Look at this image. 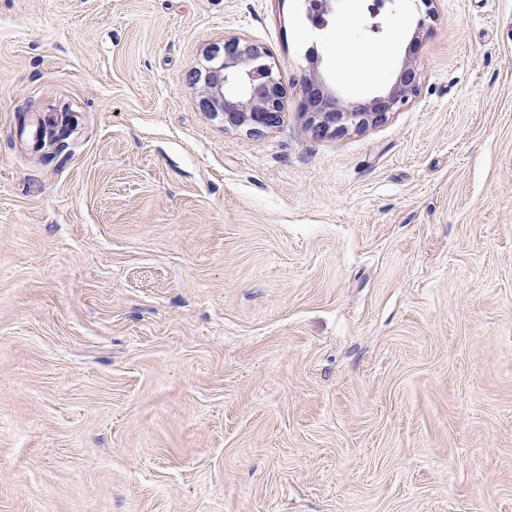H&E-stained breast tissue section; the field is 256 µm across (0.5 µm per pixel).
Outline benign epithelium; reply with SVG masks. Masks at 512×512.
<instances>
[{
    "label": "benign epithelium",
    "instance_id": "1",
    "mask_svg": "<svg viewBox=\"0 0 512 512\" xmlns=\"http://www.w3.org/2000/svg\"><path fill=\"white\" fill-rule=\"evenodd\" d=\"M336 0H304L305 15L312 27L329 24ZM206 64L193 72L202 83L199 104L206 112L224 116V125L248 127L259 133L277 126L282 117L285 90L277 77L270 52L259 44L230 37L211 46ZM418 74L404 60L388 89L367 102L347 100L315 75L302 81L301 89L314 128L322 133H341L349 128L382 124L418 89Z\"/></svg>",
    "mask_w": 512,
    "mask_h": 512
}]
</instances>
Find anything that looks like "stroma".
I'll use <instances>...</instances> for the list:
<instances>
[{"instance_id":"1","label":"stroma","mask_w":512,"mask_h":512,"mask_svg":"<svg viewBox=\"0 0 512 512\" xmlns=\"http://www.w3.org/2000/svg\"><path fill=\"white\" fill-rule=\"evenodd\" d=\"M433 8L0 0V512H512V0ZM232 36L276 127L199 106ZM305 15L312 27L324 29L329 24L330 15L336 5L335 0H305ZM271 58L265 47L239 37L211 46L206 64L192 76L194 83L203 86L201 108L220 113L226 126H246L252 133L276 127L282 117L285 90ZM227 85L237 88L235 96L226 95ZM418 74L407 58L388 89L367 102L344 99L331 90L316 74L304 78L301 89L311 112V122L321 134L341 133L350 127L364 128L382 124L389 114L404 105L418 89Z\"/></svg>"}]
</instances>
